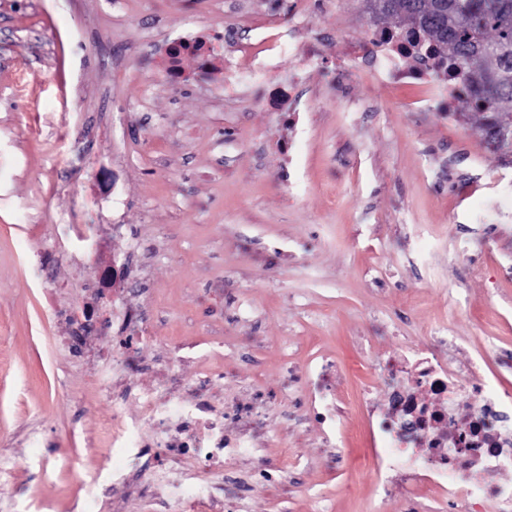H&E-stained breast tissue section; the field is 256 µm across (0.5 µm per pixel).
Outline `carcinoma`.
Returning <instances> with one entry per match:
<instances>
[{
	"instance_id": "cac0c4a2",
	"label": "carcinoma",
	"mask_w": 512,
	"mask_h": 512,
	"mask_svg": "<svg viewBox=\"0 0 512 512\" xmlns=\"http://www.w3.org/2000/svg\"><path fill=\"white\" fill-rule=\"evenodd\" d=\"M436 2L366 0L372 26L391 16L400 17L405 29L423 21L438 67L454 65L472 109L495 119L512 114V0H448L446 14Z\"/></svg>"
}]
</instances>
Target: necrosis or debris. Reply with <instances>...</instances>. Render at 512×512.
Instances as JSON below:
<instances>
[{
	"label": "necrosis or debris",
	"mask_w": 512,
	"mask_h": 512,
	"mask_svg": "<svg viewBox=\"0 0 512 512\" xmlns=\"http://www.w3.org/2000/svg\"><path fill=\"white\" fill-rule=\"evenodd\" d=\"M372 50L379 80L424 81L432 97L454 102V88L409 66L408 55L395 46L377 41ZM359 367L403 378L390 395L387 412H379L370 396L362 398L372 427V468L379 498L388 497L400 475L411 490L430 492L453 508L492 499L498 512H512V482L491 487L483 480L490 471L512 472V392L500 389L493 378L473 384L468 367L410 348L381 360L362 357ZM139 402L142 414L137 419L127 418L124 404H113V445L140 447L142 424L152 425L158 447L195 458L197 468L189 478L196 488L184 496L182 484L168 481L162 464L150 471L148 482L166 483L170 498H186L191 512H214L224 490V460L248 453L250 441L225 438L223 425L200 408L189 413L191 430L173 437L167 407L148 395L140 396Z\"/></svg>",
	"instance_id": "4bbe7bcc"
}]
</instances>
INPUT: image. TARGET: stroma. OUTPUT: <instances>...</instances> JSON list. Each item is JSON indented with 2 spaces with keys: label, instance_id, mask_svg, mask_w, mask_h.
Segmentation results:
<instances>
[{
  "label": "stroma",
  "instance_id": "obj_1",
  "mask_svg": "<svg viewBox=\"0 0 512 512\" xmlns=\"http://www.w3.org/2000/svg\"><path fill=\"white\" fill-rule=\"evenodd\" d=\"M297 5L287 111L260 75L225 94V59L262 55L253 22ZM368 24L364 0H0V512H183L140 476L151 431L113 451L104 374L253 441L224 482L240 512H449L378 502L361 399L394 381L355 365L444 325L446 359L512 390V152L467 104L408 111L426 86L374 77ZM178 39L208 76L187 55L167 79ZM318 391L342 409L331 443ZM116 460L121 493L93 496Z\"/></svg>",
  "mask_w": 512,
  "mask_h": 512
}]
</instances>
